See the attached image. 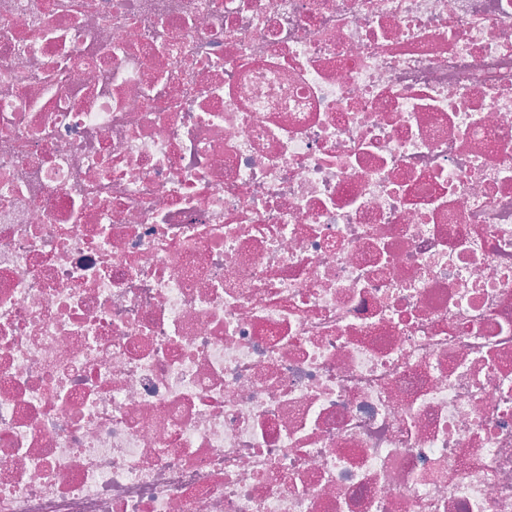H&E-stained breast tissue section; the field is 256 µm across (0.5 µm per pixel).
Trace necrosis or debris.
<instances>
[{
	"mask_svg": "<svg viewBox=\"0 0 512 512\" xmlns=\"http://www.w3.org/2000/svg\"><path fill=\"white\" fill-rule=\"evenodd\" d=\"M0 512H512V0H0Z\"/></svg>",
	"mask_w": 512,
	"mask_h": 512,
	"instance_id": "4bbe7bcc",
	"label": "necrosis or debris"
}]
</instances>
